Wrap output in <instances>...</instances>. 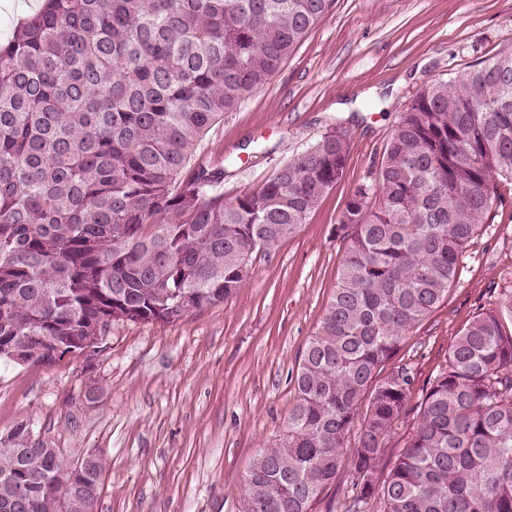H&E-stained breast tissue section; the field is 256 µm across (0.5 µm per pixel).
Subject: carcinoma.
Returning <instances> with one entry per match:
<instances>
[{"mask_svg": "<svg viewBox=\"0 0 512 512\" xmlns=\"http://www.w3.org/2000/svg\"><path fill=\"white\" fill-rule=\"evenodd\" d=\"M44 2L0 38V358L30 364L85 349L114 321L170 323L229 299L350 154L330 131L229 201L224 159L194 162L335 0ZM500 179L512 181V48L424 85L346 199L336 286L241 512H312L342 469L343 512L374 500L380 512H512V289L449 346L405 451L379 476L413 388L406 366L381 373L457 281ZM26 432L20 418L0 439V512H93L107 458L92 454L78 477Z\"/></svg>", "mask_w": 512, "mask_h": 512, "instance_id": "obj_1", "label": "carcinoma"}]
</instances>
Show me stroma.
Returning a JSON list of instances; mask_svg holds the SVG:
<instances>
[{
  "instance_id": "1",
  "label": "stroma",
  "mask_w": 512,
  "mask_h": 512,
  "mask_svg": "<svg viewBox=\"0 0 512 512\" xmlns=\"http://www.w3.org/2000/svg\"><path fill=\"white\" fill-rule=\"evenodd\" d=\"M511 46L512 0H336L196 154L223 157L230 199L341 128L351 144L344 179L295 237L254 255L248 280L224 303L174 323L113 322L101 348L49 365L0 360V435L28 417L40 442L69 460L103 453L94 512H238L244 476L288 418L298 364L336 285L344 244L335 227L347 196L424 84ZM498 193L458 281L387 365L410 366L414 383L385 462L404 450L422 390L455 336L512 288V182L500 181Z\"/></svg>"
}]
</instances>
